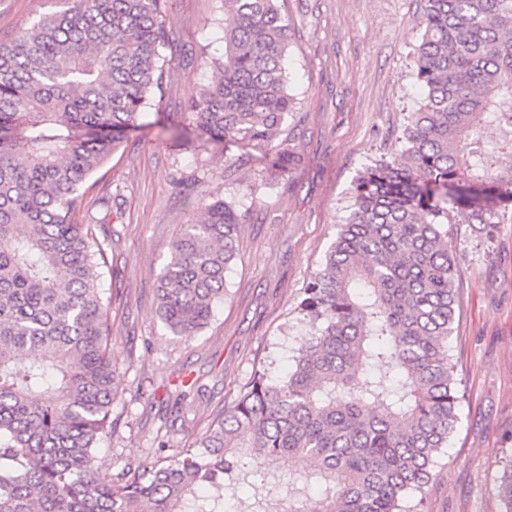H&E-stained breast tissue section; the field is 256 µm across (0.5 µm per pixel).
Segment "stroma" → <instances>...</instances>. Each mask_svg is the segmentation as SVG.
Instances as JSON below:
<instances>
[{
	"label": "stroma",
	"instance_id": "obj_1",
	"mask_svg": "<svg viewBox=\"0 0 512 512\" xmlns=\"http://www.w3.org/2000/svg\"><path fill=\"white\" fill-rule=\"evenodd\" d=\"M295 110L284 136L295 158L269 178L262 150L201 146L184 108L215 75L227 20L220 0H171L167 25L183 48L167 68L163 111L181 124L161 138L155 113L84 182L80 224L104 233L112 295L113 428L100 443L101 471L152 463L193 447L260 363L284 376L308 336L294 312L319 270L353 183L396 138L422 90L410 52L420 37L417 0H279ZM51 0H0V43L11 41ZM208 189L236 202L239 255L224 275V300L192 339L157 315V288L172 245L199 216ZM466 241L455 286L460 310L448 347L457 367L460 422L425 491L424 512H501L497 471L512 448V223L492 236L452 224Z\"/></svg>",
	"mask_w": 512,
	"mask_h": 512
}]
</instances>
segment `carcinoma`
I'll return each mask as SVG.
<instances>
[{
	"instance_id": "carcinoma-1",
	"label": "carcinoma",
	"mask_w": 512,
	"mask_h": 512,
	"mask_svg": "<svg viewBox=\"0 0 512 512\" xmlns=\"http://www.w3.org/2000/svg\"><path fill=\"white\" fill-rule=\"evenodd\" d=\"M0 44V512H224L204 486L239 478L247 456L325 484L288 512H419L456 432L448 338L462 242L512 223V166L485 161L482 130L512 133V0H420L413 48L422 99L402 150L354 181L349 214L297 305L309 338L288 374L254 371L197 447L104 477L112 429V296L96 225L78 224L81 185L155 104L174 48L170 0H52ZM217 76L188 99L204 142L274 147L295 109L289 24L277 0H224ZM174 243L158 314L177 336L205 328L238 253L235 202L204 190ZM512 512V454L497 477Z\"/></svg>"
}]
</instances>
